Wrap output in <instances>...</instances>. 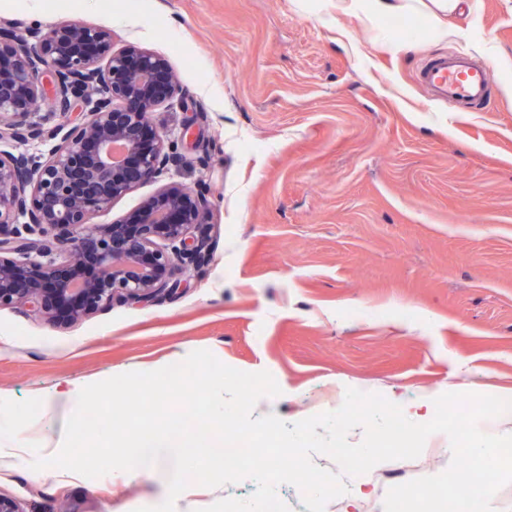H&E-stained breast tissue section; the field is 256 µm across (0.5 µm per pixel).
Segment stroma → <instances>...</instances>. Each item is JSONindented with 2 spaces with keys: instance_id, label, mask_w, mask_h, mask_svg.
<instances>
[{
  "instance_id": "obj_1",
  "label": "stroma",
  "mask_w": 512,
  "mask_h": 512,
  "mask_svg": "<svg viewBox=\"0 0 512 512\" xmlns=\"http://www.w3.org/2000/svg\"><path fill=\"white\" fill-rule=\"evenodd\" d=\"M343 0H0V27L25 34L70 18L164 57L181 100L151 113L177 143L160 182L116 199L94 221L124 219L159 184L206 194L210 262L173 297L113 303L59 327L0 308V410L28 442L0 468V496L23 512H136L167 497L169 457L96 479L36 471L48 437L29 410L46 390L153 371L207 350L271 373L267 413L292 424L338 410L349 388L406 402L512 387V0H461L456 35L438 39L419 0L401 36ZM460 51L491 73V101L449 111L417 74ZM191 127L202 149L181 144ZM419 471L346 478L388 489L445 471L447 435ZM246 478L191 485L175 512L247 499Z\"/></svg>"
}]
</instances>
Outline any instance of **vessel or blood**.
Listing matches in <instances>:
<instances>
[{
	"label": "vessel or blood",
	"instance_id": "1",
	"mask_svg": "<svg viewBox=\"0 0 512 512\" xmlns=\"http://www.w3.org/2000/svg\"><path fill=\"white\" fill-rule=\"evenodd\" d=\"M419 78L432 96L447 103L449 110L483 102L490 87V73L465 56L453 54L423 63Z\"/></svg>",
	"mask_w": 512,
	"mask_h": 512
}]
</instances>
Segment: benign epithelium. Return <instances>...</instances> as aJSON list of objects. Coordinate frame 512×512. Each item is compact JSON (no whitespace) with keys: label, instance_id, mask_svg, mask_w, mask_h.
Returning <instances> with one entry per match:
<instances>
[{"label":"benign epithelium","instance_id":"7a95c632","mask_svg":"<svg viewBox=\"0 0 512 512\" xmlns=\"http://www.w3.org/2000/svg\"><path fill=\"white\" fill-rule=\"evenodd\" d=\"M178 94L165 58L115 48L107 28L68 20L21 38L0 31V134L56 141L35 165L0 153V308L67 325L117 299L174 294L180 270L208 263L209 201L186 187L161 186L130 219L91 223L176 159L149 113ZM48 99L66 117L49 129L32 121Z\"/></svg>","mask_w":512,"mask_h":512}]
</instances>
